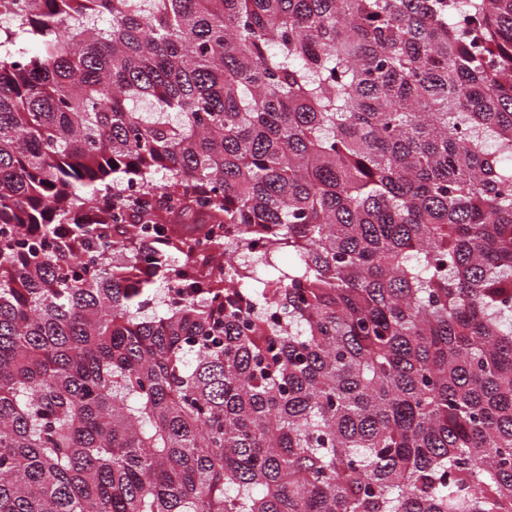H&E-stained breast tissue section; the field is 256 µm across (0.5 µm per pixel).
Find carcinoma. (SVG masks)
Segmentation results:
<instances>
[{
  "instance_id": "cac0c4a2",
  "label": "carcinoma",
  "mask_w": 512,
  "mask_h": 512,
  "mask_svg": "<svg viewBox=\"0 0 512 512\" xmlns=\"http://www.w3.org/2000/svg\"><path fill=\"white\" fill-rule=\"evenodd\" d=\"M3 8L0 512H512V0Z\"/></svg>"
}]
</instances>
